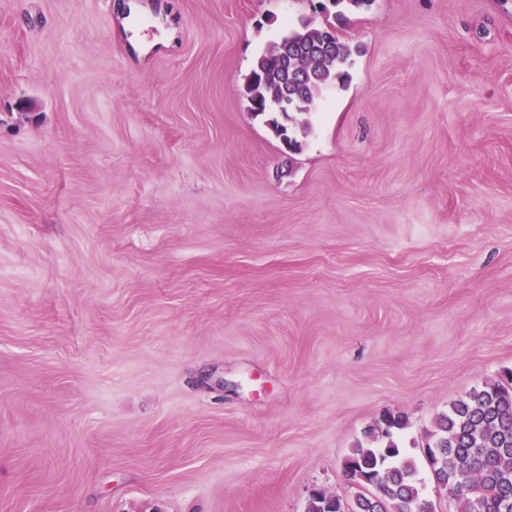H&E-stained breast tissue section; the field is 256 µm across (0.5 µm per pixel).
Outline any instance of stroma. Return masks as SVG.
I'll return each mask as SVG.
<instances>
[{"mask_svg":"<svg viewBox=\"0 0 512 512\" xmlns=\"http://www.w3.org/2000/svg\"><path fill=\"white\" fill-rule=\"evenodd\" d=\"M287 152L311 0H0V512L352 501L512 370V0H371ZM329 27H310L301 23L289 29L277 41L268 45L255 60L246 83L250 112L262 115L279 112L286 116L309 114L315 99L335 83L345 85L349 78L346 70L351 56L358 51L334 35ZM265 101L271 108L252 110V102ZM384 419H388L383 428ZM406 422L399 415H384L364 433V442L352 448L344 469L350 482L363 488L350 504L324 491L311 494L306 512H433L421 492L416 461L396 439Z\"/></svg>","mask_w":512,"mask_h":512,"instance_id":"35a3bbf8","label":"stroma"}]
</instances>
